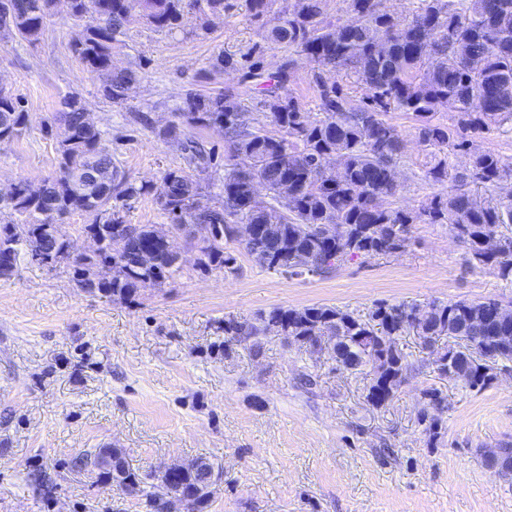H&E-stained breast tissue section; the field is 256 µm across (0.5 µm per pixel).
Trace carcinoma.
<instances>
[{
    "label": "carcinoma",
    "mask_w": 512,
    "mask_h": 512,
    "mask_svg": "<svg viewBox=\"0 0 512 512\" xmlns=\"http://www.w3.org/2000/svg\"><path fill=\"white\" fill-rule=\"evenodd\" d=\"M245 0L261 41L284 54L268 68L257 55L259 44L212 58L203 78L239 75L238 86L202 94L191 82L175 108L179 123L164 137L179 142L187 166L166 170L158 183L130 181L102 146L104 132L87 118L82 98L66 95L61 109L44 120L59 143V174L34 187L20 180L0 196V277L11 275L29 258L22 246L62 253L77 287L88 285L93 269L119 266V275L98 284L109 300L131 301L157 288L181 270L179 256L157 238L154 226L132 229L129 247L111 254L107 247L70 259L68 238L59 230L65 217H86L85 232L107 240L126 233L129 201L153 196L176 228L211 226L209 243L192 246L202 257L200 270L237 275L241 265L228 243L234 227L251 224L254 236L237 242L256 264L289 276L323 275L355 258H384L405 246L413 224H444L466 249L467 263L512 279V165L485 145L496 133L512 134V0H420L400 19L384 10L383 0H342L333 19L326 0ZM234 7L232 0H66V12L81 35L72 53L97 75L103 95L127 100L136 71L118 68L113 53L134 9L144 24L168 35L204 39L212 20ZM58 13V0H0V32L36 44ZM194 23L187 26L186 18ZM312 63L310 84L318 113L311 115L288 92L297 58ZM257 96V112L243 103V92ZM404 112L416 123L424 155L413 176L427 184L448 185L444 194L426 196L412 209L390 206L400 187L404 141L390 114ZM31 117L22 99L0 87V141L18 139ZM211 128L224 136V175L212 194L211 151L185 136L187 128ZM468 157L460 169L453 159ZM278 215L275 230L264 227ZM500 300L401 302L377 301L364 315L348 308L317 305L277 308L254 321L224 319V350L252 340L250 353L263 349L262 337L283 336L312 353L325 350L339 371L368 372L365 399L374 408L391 403L411 371L399 347L402 336L417 338L425 365L448 376V359L458 362L452 380L482 390L493 380L487 360L512 361V321L486 320ZM454 340L440 343L441 337ZM419 421L428 444L439 436L448 398L438 389L423 393ZM93 465L106 484L124 486L145 498L150 512H166V493L181 496L190 512H203L209 497L199 493L200 471L169 482L153 472L131 469L122 449L100 448L74 459Z\"/></svg>",
    "instance_id": "carcinoma-1"
}]
</instances>
